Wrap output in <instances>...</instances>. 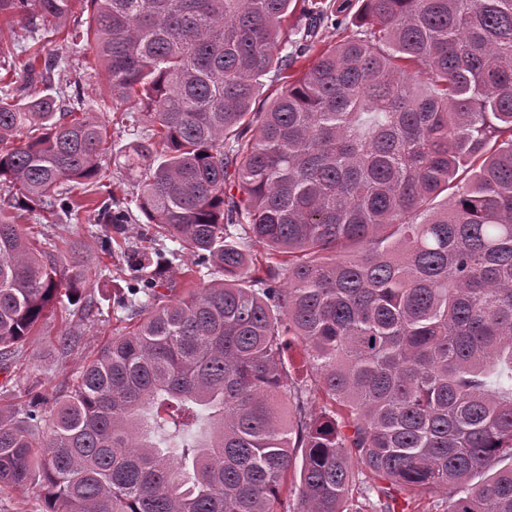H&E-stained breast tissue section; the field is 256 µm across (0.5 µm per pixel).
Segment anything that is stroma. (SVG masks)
Masks as SVG:
<instances>
[{"label":"stroma","instance_id":"35a3bbf8","mask_svg":"<svg viewBox=\"0 0 512 512\" xmlns=\"http://www.w3.org/2000/svg\"><path fill=\"white\" fill-rule=\"evenodd\" d=\"M103 122L107 151L102 164L109 175L103 182L90 185L87 193L80 196L77 218L61 224L38 223L29 212L15 207L8 196H0V216L20 225L32 245L53 242L59 265L68 268L83 259L95 271L89 285L92 310L87 317L78 318L62 308L49 312L32 336L19 344L12 361L0 365V407L26 405L35 393L41 395L44 403H52L67 391L73 375L94 359L112 337L125 330L126 323L113 314L112 304L118 291L132 287L133 280L120 255L100 250L97 238L109 236L130 247L151 244L161 251L177 247L176 242L165 237L149 240L141 216L119 234L109 225L95 222L97 197L110 191L116 199L127 202L138 192L136 177L124 168L121 158L130 140L123 111L104 113Z\"/></svg>","mask_w":512,"mask_h":512}]
</instances>
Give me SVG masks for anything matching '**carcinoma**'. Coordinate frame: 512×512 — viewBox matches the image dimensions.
I'll list each match as a JSON object with an SVG mask.
<instances>
[{"mask_svg":"<svg viewBox=\"0 0 512 512\" xmlns=\"http://www.w3.org/2000/svg\"><path fill=\"white\" fill-rule=\"evenodd\" d=\"M76 2L0 0L24 31L0 59L64 27L76 50L0 86V190L78 214L128 104L136 208L223 279L173 296L180 254L123 251L138 325L48 415L0 408V484L46 512H277L292 474L290 512H512V0H89L68 28ZM322 26L351 33L319 48ZM87 50L95 98L69 79ZM97 215L132 222L111 194ZM89 270L0 218V358L83 310Z\"/></svg>","mask_w":512,"mask_h":512,"instance_id":"1","label":"carcinoma"}]
</instances>
